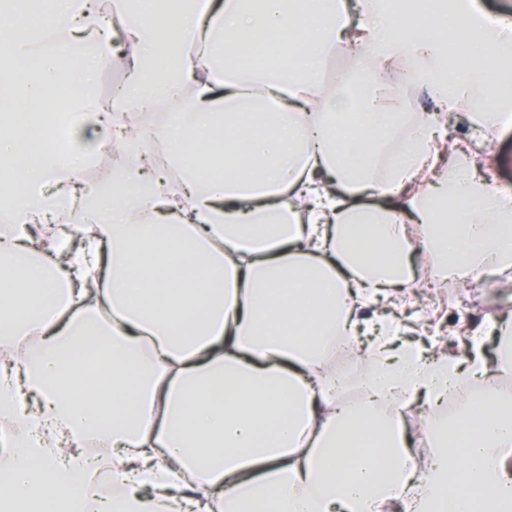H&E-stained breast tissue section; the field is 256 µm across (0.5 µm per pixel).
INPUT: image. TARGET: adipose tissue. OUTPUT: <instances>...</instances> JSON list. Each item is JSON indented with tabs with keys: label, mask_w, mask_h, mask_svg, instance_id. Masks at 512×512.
<instances>
[{
	"label": "adipose tissue",
	"mask_w": 512,
	"mask_h": 512,
	"mask_svg": "<svg viewBox=\"0 0 512 512\" xmlns=\"http://www.w3.org/2000/svg\"><path fill=\"white\" fill-rule=\"evenodd\" d=\"M454 2L447 28L384 0H190L124 26L112 104L92 93L112 59L92 0H54L45 55L43 0L0 5V512H512V403L476 415L512 376V323L457 357L360 314L420 269L512 281V197L443 140L453 117L501 128L512 17ZM335 53L350 71L327 97ZM399 68L437 111L406 113ZM52 82L102 130L79 153L51 147L36 109ZM93 157L112 179L86 195ZM358 336L372 368L353 407L333 361ZM89 343L105 382L71 358ZM416 403L424 464L404 432Z\"/></svg>",
	"instance_id": "obj_1"
}]
</instances>
